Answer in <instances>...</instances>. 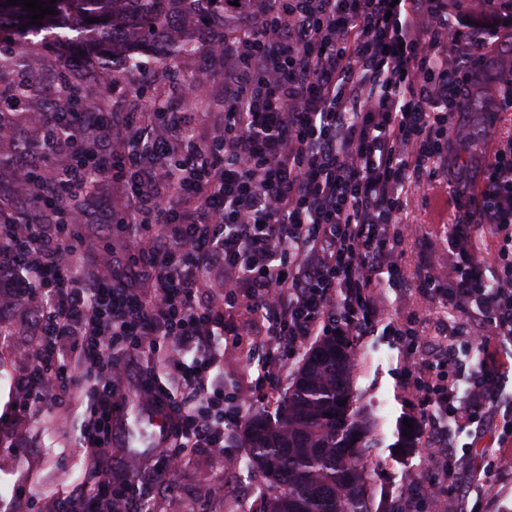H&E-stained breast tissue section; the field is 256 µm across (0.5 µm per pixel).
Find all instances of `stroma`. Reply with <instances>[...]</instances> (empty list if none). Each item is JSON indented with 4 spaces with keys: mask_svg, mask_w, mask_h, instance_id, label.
I'll use <instances>...</instances> for the list:
<instances>
[{
    "mask_svg": "<svg viewBox=\"0 0 512 512\" xmlns=\"http://www.w3.org/2000/svg\"><path fill=\"white\" fill-rule=\"evenodd\" d=\"M230 60L214 59L206 53L180 59L179 77L198 84V102L184 100L168 74L154 63L144 71L123 75L110 97L111 111L122 123H130L137 108L164 98L169 111L178 113L199 139L210 137L220 126L227 101L224 74ZM452 187L447 174H439L429 194H415L407 210L408 223L417 234L404 245V262L416 269L428 261L447 268L452 261L448 242L453 217L444 204ZM116 199L104 193L91 199L84 213L76 216L82 237L98 240L92 254L75 250L78 265L94 264L112 275L128 256L141 248L139 236L130 229L106 225V213ZM385 313L366 335L353 344L357 353L353 385V408L363 409L376 421L375 446L369 457L373 480L369 497L371 512H391L408 505L409 512H512V441L494 438L495 417H488L483 433L461 429L454 419L431 407L421 409L409 379L432 375L439 353L452 349L455 360L466 367L488 363L498 367L501 405L512 404V342L491 340L488 346L465 345L445 336V324L460 320L448 303L432 300L417 288L383 289ZM43 311L41 296L0 309V325L11 329L7 345L0 348V512H46L57 494L82 483L84 459L78 446L87 406L84 388L68 395L43 388L34 399L19 392L17 379L28 365L36 346L34 326ZM252 318L244 309L227 310L224 355L208 379L209 393L224 397L226 411L238 418L224 423V451L200 448L187 454L181 468L161 479H149L151 512H259L267 494L262 476L247 469L249 451L240 442L242 414L248 407L275 411L277 398L256 386L259 372L255 355L256 337L244 335ZM414 322L420 348L409 355L404 338L393 327ZM412 428H405V421ZM234 477L242 497L225 499L224 481ZM451 477L454 496L407 499L404 486L429 478Z\"/></svg>",
    "mask_w": 512,
    "mask_h": 512,
    "instance_id": "obj_1",
    "label": "stroma"
}]
</instances>
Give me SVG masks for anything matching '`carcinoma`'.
Returning <instances> with one entry per match:
<instances>
[{
	"instance_id": "obj_1",
	"label": "carcinoma",
	"mask_w": 512,
	"mask_h": 512,
	"mask_svg": "<svg viewBox=\"0 0 512 512\" xmlns=\"http://www.w3.org/2000/svg\"><path fill=\"white\" fill-rule=\"evenodd\" d=\"M0 0V40L28 23L29 11ZM47 7L55 14L43 19L42 38L27 46L0 53V92L16 104L40 101L50 114L53 101L40 96L31 58L41 48L78 45L97 59L99 73L112 79L142 68L140 56L157 58L166 69L180 58L197 54L201 46L232 33L224 19L227 0H56ZM97 22L91 23L89 19ZM58 93L72 100L84 98L93 111L98 98L64 79ZM93 132L60 126L56 139L91 140ZM98 175L60 204L82 210L102 193ZM31 219L53 223L45 198L30 197ZM356 353L340 336L319 339L293 372L278 401V418L268 421L256 412L248 416L242 442L249 448V464L267 480L271 493L262 512H370L371 474L367 454L373 447L368 418L347 406L353 397Z\"/></svg>"
}]
</instances>
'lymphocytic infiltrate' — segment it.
Returning a JSON list of instances; mask_svg holds the SVG:
<instances>
[{"label": "lymphocytic infiltrate", "mask_w": 512, "mask_h": 512, "mask_svg": "<svg viewBox=\"0 0 512 512\" xmlns=\"http://www.w3.org/2000/svg\"><path fill=\"white\" fill-rule=\"evenodd\" d=\"M512 39V11L489 7L472 23L452 16L447 0H262L233 38L213 53L234 57L221 127L195 140L153 100L147 132L109 121V94L77 124L112 147L125 197L112 220L145 231L138 260L112 280L89 275L70 257L56 227L13 223L12 253L0 255V301L33 289L46 303L28 390L90 384L92 405L80 446L99 470L94 486L77 484L57 512H142L147 491L128 468L112 465L115 395L124 364L120 342L176 346L165 361L187 388L204 395L220 360L217 336L231 289L252 295L269 336L259 344L260 384H273L310 336H360L382 311L383 288L447 294L459 312L478 314L497 337L512 340V139L498 143L476 184L453 189L456 221L447 275L424 266L410 277L401 244L413 227L403 213L448 157V143L480 138L467 114L481 100L482 78L496 66L498 88L487 112L512 111V61L498 60ZM164 231L149 235L152 225ZM503 233L505 248L469 247L475 225ZM224 272L215 296L208 276ZM474 393L461 408L451 387L415 378L422 407L461 427L483 424L491 367L473 372ZM145 398L164 405L175 446L152 459V472L175 471L197 448H224V405L190 407L157 375L140 379Z\"/></svg>", "instance_id": "1"}]
</instances>
